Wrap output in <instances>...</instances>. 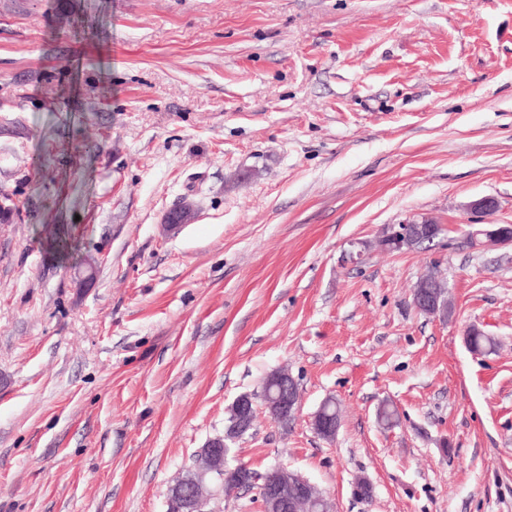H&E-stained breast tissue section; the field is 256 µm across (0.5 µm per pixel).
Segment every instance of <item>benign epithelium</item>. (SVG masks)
<instances>
[{
	"mask_svg": "<svg viewBox=\"0 0 512 512\" xmlns=\"http://www.w3.org/2000/svg\"><path fill=\"white\" fill-rule=\"evenodd\" d=\"M191 215V208L183 206L167 212L163 222L171 227H178L187 223ZM425 225L430 226L436 234L441 230V225L426 219L421 222L391 224L387 228L384 245L391 250H402L410 246V240L417 237L419 230ZM414 303L419 310L447 319V313L442 311L440 298L435 295L428 296L417 291ZM262 398L270 417L281 424L293 419L300 410L297 382L286 369H277L267 375L263 382ZM255 418L256 408L250 395H241L232 403L228 408L224 435L210 439L198 451L193 466L195 477L173 488L170 493V502L177 512H204L208 495L202 480L207 477L212 480L219 476L224 478L225 491L246 488L241 482L225 480L230 474L237 476L247 470L243 465L228 467V456L231 452L229 442L251 429ZM311 426L318 436L329 440L336 435L339 420L319 410L312 416ZM263 493L264 500L259 512H307L308 504L326 499L317 485L284 466L268 470Z\"/></svg>",
	"mask_w": 512,
	"mask_h": 512,
	"instance_id": "benign-epithelium-1",
	"label": "benign epithelium"
}]
</instances>
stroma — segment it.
Masks as SVG:
<instances>
[{"label":"stroma","mask_w":512,"mask_h":512,"mask_svg":"<svg viewBox=\"0 0 512 512\" xmlns=\"http://www.w3.org/2000/svg\"><path fill=\"white\" fill-rule=\"evenodd\" d=\"M482 197L512 224V0H0V512H169L279 368L300 411L258 408L231 465L335 512H512V245L469 240ZM425 218L433 244L382 246ZM431 268L445 320L413 304ZM430 225L434 234H438L441 225L435 224L431 220H422L421 222H406L403 224H391L387 228V234L383 244L391 250H403L409 248L410 240L418 236L419 230L424 225Z\"/></svg>","instance_id":"stroma-1"}]
</instances>
